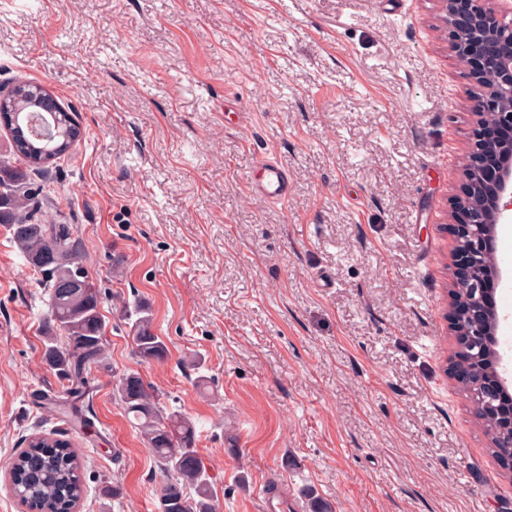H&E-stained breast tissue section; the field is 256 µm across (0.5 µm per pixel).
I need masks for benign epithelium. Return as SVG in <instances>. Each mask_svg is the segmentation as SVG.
<instances>
[{
  "label": "benign epithelium",
  "instance_id": "1",
  "mask_svg": "<svg viewBox=\"0 0 512 512\" xmlns=\"http://www.w3.org/2000/svg\"><path fill=\"white\" fill-rule=\"evenodd\" d=\"M435 2L440 4L442 22L450 35L448 47L456 58L466 59L489 42L512 43V21L486 7V0H470L472 20L464 30L456 23V0ZM471 78L474 87L466 91V97L473 102V114L479 128L485 127L490 113L494 115V123L512 126V56L502 57L494 81L488 82L474 71ZM497 152L500 155L499 191L495 201L487 205L471 195L458 202L452 215V220L456 221L461 213H467L464 230L459 232L456 241L455 256L468 258L470 277L467 282L471 290L463 297L450 294V303L454 330L464 337V345L470 348L471 357V366L455 371L453 379L480 396L486 406L485 416H498L500 428L491 439L492 447L499 449L500 456L509 459L512 458V410L499 407L491 411L493 401L512 399V379L506 376L497 350L500 319L493 310L481 319L472 317V311L484 302L483 280L501 277L500 267L487 244L495 235L497 225L512 221V145L500 147Z\"/></svg>",
  "mask_w": 512,
  "mask_h": 512
}]
</instances>
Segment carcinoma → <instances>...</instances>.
Instances as JSON below:
<instances>
[{
  "label": "carcinoma",
  "instance_id": "carcinoma-1",
  "mask_svg": "<svg viewBox=\"0 0 512 512\" xmlns=\"http://www.w3.org/2000/svg\"><path fill=\"white\" fill-rule=\"evenodd\" d=\"M13 152L29 168L40 169L66 154L58 143L29 140L9 127ZM24 174L0 175V224L9 231L25 261L38 269L49 297L50 320L43 357L60 380L82 384L87 369L105 358L100 290L77 256L69 224H44L36 217L30 194L21 192ZM135 352L143 360H163L168 347L154 331L149 310H126ZM66 338L58 345L56 334ZM124 405L154 457L168 475L158 495V512H217L216 496L196 447V426L187 416L167 411L139 374L130 372L115 384ZM15 494L31 512L51 507L68 512L82 495L80 465L74 449L61 439L30 437L14 459Z\"/></svg>",
  "mask_w": 512,
  "mask_h": 512
}]
</instances>
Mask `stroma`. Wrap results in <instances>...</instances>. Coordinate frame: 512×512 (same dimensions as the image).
Instances as JSON below:
<instances>
[{"instance_id":"obj_1","label":"stroma","mask_w":512,"mask_h":512,"mask_svg":"<svg viewBox=\"0 0 512 512\" xmlns=\"http://www.w3.org/2000/svg\"><path fill=\"white\" fill-rule=\"evenodd\" d=\"M28 82L79 127L28 187L73 228L106 355L69 393L42 359L41 277L0 225V462L54 434L79 512H156L167 477L113 391L136 372L195 422L219 512H264L272 479L336 512H512L451 375L474 118L436 0H0V85ZM267 155L286 203L248 185ZM136 303L165 361L135 356Z\"/></svg>"}]
</instances>
